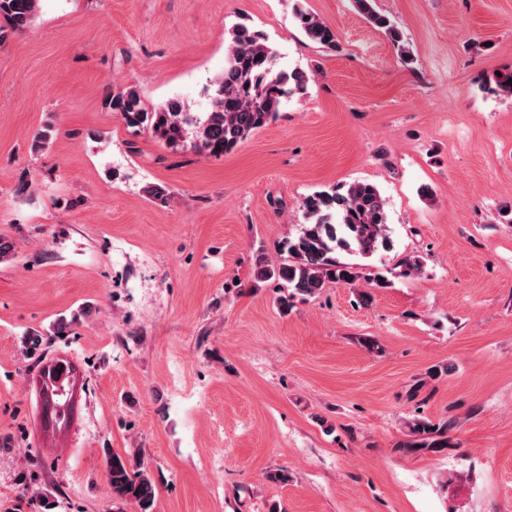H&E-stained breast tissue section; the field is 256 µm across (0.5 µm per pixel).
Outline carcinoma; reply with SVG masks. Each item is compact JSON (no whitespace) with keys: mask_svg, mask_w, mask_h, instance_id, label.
<instances>
[{"mask_svg":"<svg viewBox=\"0 0 512 512\" xmlns=\"http://www.w3.org/2000/svg\"><path fill=\"white\" fill-rule=\"evenodd\" d=\"M40 0H0V40L5 31L27 30L39 12ZM357 9L392 42L401 35L390 18L377 12L373 0H355ZM306 37L329 50H336L335 32L321 19L306 11L297 13ZM310 77L301 69L286 71L277 67L276 53L262 33L245 24L230 31L224 59V72L209 88L210 108L199 117L183 100L172 98L149 106L134 87L120 89L105 100L128 127L149 132L154 139L174 150L189 149L207 156L232 152L249 137L277 119L283 100L304 95ZM301 210L305 224L297 236L285 241L288 259L277 266L257 255L255 277L274 280L279 285L277 304L286 311L297 297H310L329 283H354L357 267L337 257L340 252L371 257L392 248L387 203L378 188L368 182H355L331 192H317L304 198ZM74 367L68 361L53 359L44 364L48 398L42 407V424L64 425L72 414ZM448 423L418 421L413 433L419 435L415 448H444ZM105 478L112 500L131 503L136 512H156V487L148 466L138 454L114 452L106 455Z\"/></svg>","mask_w":512,"mask_h":512,"instance_id":"1","label":"carcinoma"}]
</instances>
